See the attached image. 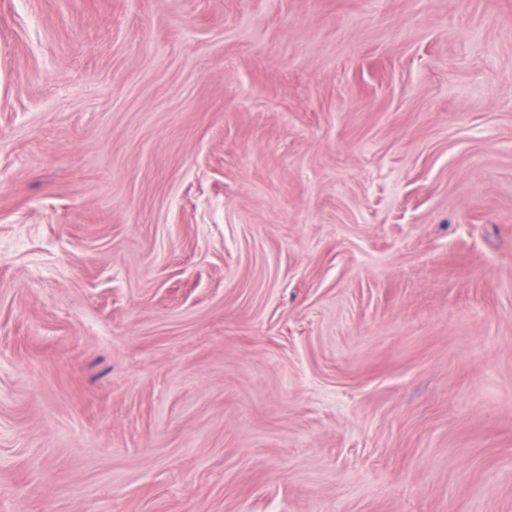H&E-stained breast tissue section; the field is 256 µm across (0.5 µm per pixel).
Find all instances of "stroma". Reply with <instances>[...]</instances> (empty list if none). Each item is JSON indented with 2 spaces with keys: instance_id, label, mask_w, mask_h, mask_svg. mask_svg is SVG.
<instances>
[{
  "instance_id": "stroma-1",
  "label": "stroma",
  "mask_w": 512,
  "mask_h": 512,
  "mask_svg": "<svg viewBox=\"0 0 512 512\" xmlns=\"http://www.w3.org/2000/svg\"><path fill=\"white\" fill-rule=\"evenodd\" d=\"M0 512H512V0H0Z\"/></svg>"
}]
</instances>
